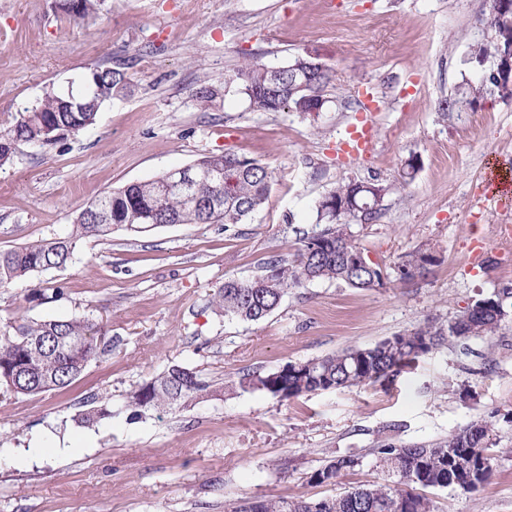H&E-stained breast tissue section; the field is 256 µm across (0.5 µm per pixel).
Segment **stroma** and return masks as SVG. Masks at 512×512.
<instances>
[{
  "instance_id": "35a3bbf8",
  "label": "stroma",
  "mask_w": 512,
  "mask_h": 512,
  "mask_svg": "<svg viewBox=\"0 0 512 512\" xmlns=\"http://www.w3.org/2000/svg\"><path fill=\"white\" fill-rule=\"evenodd\" d=\"M490 0H105L96 20L56 0H0V130L50 91L85 88L99 65L123 64L130 93L96 123L51 146H19L0 167V250L71 233L77 214L113 189L206 155L268 167L262 208L244 224H160L77 244L72 263L0 288V326L86 317L112 340L69 386L0 398V512H231L244 497L318 499L384 481L373 448L447 438L493 424L491 475L478 491L427 490L433 512H512V317L497 335L443 345L390 386L362 384L288 401L239 385L264 373L426 325L454 321L512 285V204L488 198L493 167L512 169V98L472 109L441 100L475 74ZM311 56L330 71L320 112L254 108L237 88L210 107L197 94L248 63ZM378 100L372 148L347 161L336 146ZM416 158L413 178L403 176ZM389 187L378 221L352 230L366 258L393 267L436 251L427 277L374 290L319 281L289 290L258 322L210 301L225 279L288 258L338 184ZM484 242L470 262L473 240ZM58 290L55 301L39 291ZM180 365L221 396L129 419L130 391ZM112 415L81 424L85 402ZM45 445L43 454L33 449ZM347 454L362 469L318 486L311 474Z\"/></svg>"
}]
</instances>
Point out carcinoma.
I'll return each instance as SVG.
<instances>
[{"label":"carcinoma","mask_w":512,"mask_h":512,"mask_svg":"<svg viewBox=\"0 0 512 512\" xmlns=\"http://www.w3.org/2000/svg\"><path fill=\"white\" fill-rule=\"evenodd\" d=\"M104 0H59L67 15L95 18ZM491 0L481 24L484 40L471 53L491 55L495 48L488 38L507 23ZM309 56L298 54L275 71L263 64H249L224 81L237 83L251 104L265 112L288 107V92L302 79L293 67ZM316 105L324 104L323 91L330 82L327 72L310 78ZM92 89L81 96L46 94L33 107L19 114L15 123L0 131V167L10 163L20 144L39 146L57 143L95 124L105 103L124 96L129 89L126 74L112 67L97 66L90 72ZM477 97L463 90L440 103L444 111L471 108ZM211 165L189 189L166 183L165 175L127 184L95 202L94 214L78 215L73 231L66 237L0 251V288L13 280L53 268H62L75 257L77 242L86 237H107L117 227L141 231L157 221L175 224H244L265 203L272 175L258 161L226 152L203 156ZM365 193L360 182L341 183L316 203L318 228L304 235L291 259L266 263L262 273L251 279H228L211 300L218 312L243 321L256 322L273 313L288 290L314 281L340 282L360 290L384 288L390 278L404 281L403 269L433 265L438 256L432 251L405 254L393 273L378 265L354 267L347 257L362 252L352 225L370 224L382 212L368 211L353 217L338 214L329 201H342ZM512 298V288H500L476 300L448 328L424 326L409 333L387 337L372 347L348 348L335 354L305 361L299 370L288 362L272 371L246 378L242 385L263 391L281 400L330 389H341L388 380L411 367L420 357L448 342L494 336L504 318L498 305ZM110 342L101 328L86 318L30 320L0 329V386L13 394H39L69 385L89 362L104 353ZM213 390L195 371L173 365L139 385L127 397V409L135 417L146 409H174L211 396ZM491 426L478 420L448 438L431 444L412 446L385 441L374 449L375 467L395 477L390 483L360 485L342 494L320 499L246 498L231 512H431L424 489L457 488L473 492L490 476ZM359 455H344L317 469L311 482L333 484L348 471L362 467Z\"/></svg>","instance_id":"carcinoma-1"}]
</instances>
